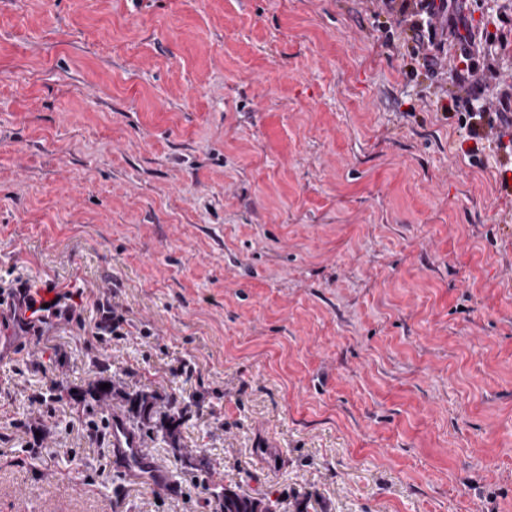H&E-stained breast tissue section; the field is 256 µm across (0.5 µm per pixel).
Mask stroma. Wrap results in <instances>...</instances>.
I'll return each mask as SVG.
<instances>
[{
	"label": "stroma",
	"mask_w": 512,
	"mask_h": 512,
	"mask_svg": "<svg viewBox=\"0 0 512 512\" xmlns=\"http://www.w3.org/2000/svg\"><path fill=\"white\" fill-rule=\"evenodd\" d=\"M462 10L497 25L464 91L383 0H0V281L126 319L0 350V512H512V157L461 122L512 87V0ZM52 382L98 427L182 408L141 440L169 486ZM131 410L137 420V428L140 431L149 432L155 428L161 430L165 438L176 448V437L180 423V414L169 411H161L158 406V396L153 392L139 391L127 395ZM218 500L219 512H276L269 497L257 498L239 493L234 488H221L214 493Z\"/></svg>",
	"instance_id": "obj_1"
}]
</instances>
